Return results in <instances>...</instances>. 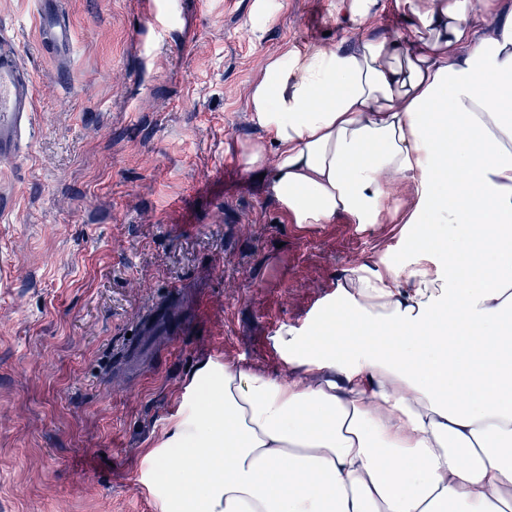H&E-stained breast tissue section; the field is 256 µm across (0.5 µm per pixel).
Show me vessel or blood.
Masks as SVG:
<instances>
[{
	"label": "vessel or blood",
	"mask_w": 512,
	"mask_h": 512,
	"mask_svg": "<svg viewBox=\"0 0 512 512\" xmlns=\"http://www.w3.org/2000/svg\"><path fill=\"white\" fill-rule=\"evenodd\" d=\"M39 37L53 50L70 53L73 38L58 0H36ZM34 117V84L13 44L0 40V166L22 153Z\"/></svg>",
	"instance_id": "obj_1"
}]
</instances>
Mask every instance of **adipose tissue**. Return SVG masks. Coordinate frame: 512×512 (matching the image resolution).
I'll list each match as a JSON object with an SVG mask.
<instances>
[{
    "label": "adipose tissue",
    "instance_id": "adipose-tissue-1",
    "mask_svg": "<svg viewBox=\"0 0 512 512\" xmlns=\"http://www.w3.org/2000/svg\"><path fill=\"white\" fill-rule=\"evenodd\" d=\"M395 5L405 32L270 58L241 163L290 223L396 219L412 256L282 330L297 374L200 368L162 512H512V5Z\"/></svg>",
    "mask_w": 512,
    "mask_h": 512
}]
</instances>
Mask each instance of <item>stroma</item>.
I'll return each instance as SVG.
<instances>
[{
	"label": "stroma",
	"mask_w": 512,
	"mask_h": 512,
	"mask_svg": "<svg viewBox=\"0 0 512 512\" xmlns=\"http://www.w3.org/2000/svg\"><path fill=\"white\" fill-rule=\"evenodd\" d=\"M395 0H63L73 51L32 0L0 32L35 84L33 134L0 168V512H160L149 454L207 361L294 374L276 348L346 269L408 258L403 224L297 227L235 146L283 45L395 34ZM192 31L184 42V31ZM157 325L136 378L119 353ZM59 0H37L36 13L40 41L57 52L70 53L72 29L65 14L57 4Z\"/></svg>",
	"instance_id": "stroma-1"
}]
</instances>
